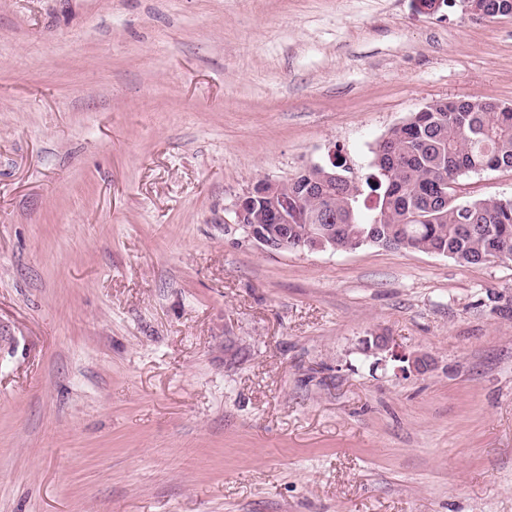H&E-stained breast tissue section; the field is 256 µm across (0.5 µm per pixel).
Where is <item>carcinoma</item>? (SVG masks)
<instances>
[{
	"instance_id": "cac0c4a2",
	"label": "carcinoma",
	"mask_w": 512,
	"mask_h": 512,
	"mask_svg": "<svg viewBox=\"0 0 512 512\" xmlns=\"http://www.w3.org/2000/svg\"><path fill=\"white\" fill-rule=\"evenodd\" d=\"M371 172L360 184L345 159L336 173L345 182L310 183L302 174L282 195L307 194L303 223L288 225L297 241L332 224L336 250L366 243L442 253L468 264L512 259V198L459 199L451 184L488 170H512V108L490 100L453 107L436 100L393 127L372 150ZM375 198L362 216L363 188Z\"/></svg>"
}]
</instances>
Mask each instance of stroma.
I'll return each instance as SVG.
<instances>
[{"label":"stroma","instance_id":"stroma-1","mask_svg":"<svg viewBox=\"0 0 512 512\" xmlns=\"http://www.w3.org/2000/svg\"><path fill=\"white\" fill-rule=\"evenodd\" d=\"M439 99L512 105V15L0 0V512H512V261L226 221Z\"/></svg>","mask_w":512,"mask_h":512}]
</instances>
